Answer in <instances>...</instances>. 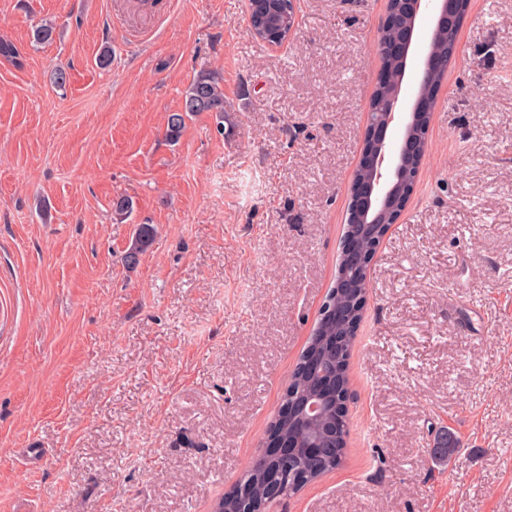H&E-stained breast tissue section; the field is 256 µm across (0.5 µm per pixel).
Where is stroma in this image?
I'll return each mask as SVG.
<instances>
[{"label": "stroma", "mask_w": 512, "mask_h": 512, "mask_svg": "<svg viewBox=\"0 0 512 512\" xmlns=\"http://www.w3.org/2000/svg\"><path fill=\"white\" fill-rule=\"evenodd\" d=\"M298 9L276 51L245 0H0V512H212L261 448L334 284L386 0ZM203 69L224 124L170 142ZM350 373L341 466L268 512H512V0H473Z\"/></svg>", "instance_id": "obj_1"}]
</instances>
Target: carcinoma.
Segmentation results:
<instances>
[{"label": "carcinoma", "mask_w": 512, "mask_h": 512, "mask_svg": "<svg viewBox=\"0 0 512 512\" xmlns=\"http://www.w3.org/2000/svg\"><path fill=\"white\" fill-rule=\"evenodd\" d=\"M396 33L384 31L378 36L377 54L384 72L379 74L380 85L376 86L370 112L380 111L381 101L387 88L382 83L390 74L405 75V66L397 56L386 53L385 46L391 44ZM199 112L214 114L217 129L224 130V89L220 77L209 70L200 71L191 81L183 94V110L171 115L167 128V138L175 142L184 129L185 118ZM155 237V228L150 224L139 225L133 247L126 257L131 263L146 251ZM364 289L331 288L326 302L340 313V316L326 320L318 318L308 337L300 361L293 370L286 395L292 400H301L310 395H319L325 402L324 414L317 425L319 444L325 448L324 456L302 455L291 461L284 472L288 474V493L294 494L304 485L318 480L326 473L336 469L342 463L349 434L348 426L342 418L339 404L343 394L349 390L350 353L355 336L351 335L352 324L362 313ZM270 430L292 443L301 441L304 426L299 417L281 423L272 422ZM277 469L272 463L265 470L247 468L240 480L224 494V508L233 512L238 498L246 493L259 502L268 496L267 473Z\"/></svg>", "instance_id": "carcinoma-1"}]
</instances>
